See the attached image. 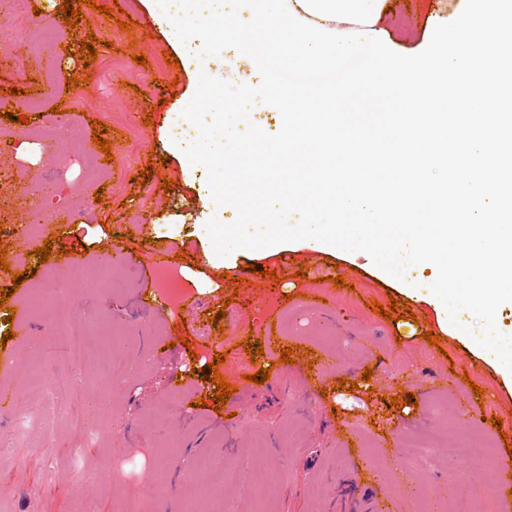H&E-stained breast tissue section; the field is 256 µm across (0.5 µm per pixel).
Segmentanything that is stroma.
Wrapping results in <instances>:
<instances>
[{"instance_id":"stroma-1","label":"stroma","mask_w":512,"mask_h":512,"mask_svg":"<svg viewBox=\"0 0 512 512\" xmlns=\"http://www.w3.org/2000/svg\"><path fill=\"white\" fill-rule=\"evenodd\" d=\"M9 2L12 18L0 17V53L7 55L0 60V102L21 115L23 91H41L39 62L21 32L45 0ZM96 2L119 3L122 11L114 21L83 7L71 50L60 55L58 101L70 113H86L84 129L96 119L109 126L112 180L102 202L81 222L70 225L60 218L59 198L46 204L47 222L59 228L60 242L76 248L78 262L97 264L105 279L98 288L77 284L70 290L78 309L93 314L100 327L96 353L62 371L54 388L41 380L40 365L56 357L62 342L51 305L38 298L69 270L32 257L17 262L26 245L15 229L27 214L18 208L6 212L0 217L6 261L31 277L0 309V334L10 329L4 317L11 307L23 313L30 335L6 345L18 369L5 381L16 396L15 411L0 416V512H125L130 505L136 512H354L367 496L393 501L395 512H456L461 497L470 501L471 512H498L493 481L504 445H512V384L475 349L482 325L468 311L453 324L439 319L427 299L432 280L415 266L403 273L419 290L411 303L415 320L384 319L371 311V302L388 303L403 291L363 252H319L300 243L278 256L254 250L221 277L206 259L213 250L206 223L214 216L206 170L197 165L187 175L181 157L166 165L160 161L178 115L175 99L163 101L161 91L171 85L177 96L184 95L198 85L199 73L191 65L166 64L168 44L140 0ZM463 4L397 0L381 27L395 52L414 55ZM130 18L140 23L138 36L118 26ZM91 32L101 46L87 65L78 50ZM138 51L146 54V65L134 62ZM208 62L223 81H261L235 49ZM84 69L91 76L86 86L65 89L67 78ZM11 86L21 88V95H5ZM147 116L153 125L144 124ZM147 166L150 180L137 182L136 174ZM166 176L177 189H162ZM161 242L178 254L175 267L194 305L157 309L154 292L161 282L149 268V252ZM118 252L131 254L132 263H115ZM184 253L195 264L181 261ZM248 263L284 277L262 279L245 272ZM335 273L344 276L345 286L329 282ZM320 297L325 307H317ZM211 309L226 310L221 324L208 321ZM286 318L292 330L285 343L295 349L294 364L282 363L277 347L250 361L244 342L263 337L268 322ZM459 323L471 335H458ZM430 329L441 345L424 339ZM178 335L182 343L172 344ZM218 352L226 356L219 372L236 392L217 412L195 402L215 395L214 384L202 380L199 370ZM108 358L123 363L121 378L98 374L99 361ZM260 366L271 367L269 381L249 382ZM367 367L373 376L365 383L361 374ZM342 379L356 382V390H337ZM175 382L182 386L177 400L168 393ZM398 393L415 397L416 406L390 407L388 396ZM475 403L488 417L481 430L492 442L490 454L479 465L450 461L443 444L449 432L462 437L472 431L469 409ZM494 415L502 418V428L492 426ZM407 436L422 439V447H404ZM203 458L222 459L236 471V481L202 490L193 468ZM259 469L266 481L257 487L251 475ZM160 478L167 495H148ZM448 484L455 486L454 496L434 505L435 494Z\"/></svg>"}]
</instances>
